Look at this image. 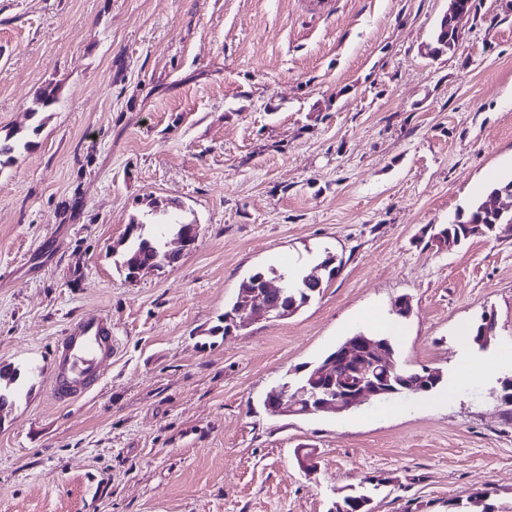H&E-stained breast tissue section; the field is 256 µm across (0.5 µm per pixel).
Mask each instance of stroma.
I'll use <instances>...</instances> for the list:
<instances>
[{"instance_id":"obj_1","label":"stroma","mask_w":512,"mask_h":512,"mask_svg":"<svg viewBox=\"0 0 512 512\" xmlns=\"http://www.w3.org/2000/svg\"><path fill=\"white\" fill-rule=\"evenodd\" d=\"M449 0H0V512H449L494 488L512 512V237L433 229L512 177V0H475L426 56ZM200 235L128 279L114 246L151 199ZM338 274L288 318L217 332L250 273ZM392 340L436 389L344 414L272 416L293 380L400 298ZM494 312L484 350L469 329ZM105 312L116 355L72 406L51 349ZM307 444L314 471L296 454ZM26 138L27 135L22 134L20 130L9 131L4 137L0 133V167L9 164L20 148L26 150L32 145V141ZM371 500L369 496L351 490L336 501L334 512H372Z\"/></svg>"}]
</instances>
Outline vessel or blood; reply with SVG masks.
I'll use <instances>...</instances> for the list:
<instances>
[{"label":"vessel or blood","mask_w":512,"mask_h":512,"mask_svg":"<svg viewBox=\"0 0 512 512\" xmlns=\"http://www.w3.org/2000/svg\"><path fill=\"white\" fill-rule=\"evenodd\" d=\"M115 349L112 319L95 314L70 324L55 343L51 395L72 404L98 381L100 367Z\"/></svg>","instance_id":"obj_1"}]
</instances>
